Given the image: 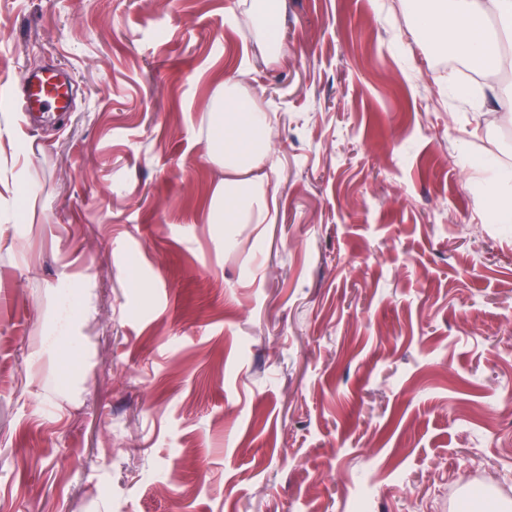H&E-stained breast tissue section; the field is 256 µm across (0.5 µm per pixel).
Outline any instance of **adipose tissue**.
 I'll list each match as a JSON object with an SVG mask.
<instances>
[{
    "mask_svg": "<svg viewBox=\"0 0 512 512\" xmlns=\"http://www.w3.org/2000/svg\"><path fill=\"white\" fill-rule=\"evenodd\" d=\"M418 30L446 52L495 68L504 43L512 42V0H406ZM262 27L258 43L266 57L282 54L277 38L286 0H256ZM242 80L225 83L223 101L210 113L208 156L224 169L208 212L212 224H249L263 219L268 208L266 184L254 173L266 159L267 114L256 104L238 98Z\"/></svg>",
    "mask_w": 512,
    "mask_h": 512,
    "instance_id": "1",
    "label": "adipose tissue"
}]
</instances>
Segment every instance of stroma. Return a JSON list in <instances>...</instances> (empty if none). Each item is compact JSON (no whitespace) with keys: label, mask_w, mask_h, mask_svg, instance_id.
Here are the masks:
<instances>
[{"label":"stroma","mask_w":512,"mask_h":512,"mask_svg":"<svg viewBox=\"0 0 512 512\" xmlns=\"http://www.w3.org/2000/svg\"><path fill=\"white\" fill-rule=\"evenodd\" d=\"M0 0V512L512 507V67L403 0ZM73 106L27 118L23 73ZM247 70L269 215L208 223L207 106ZM78 288V348L43 345ZM253 11L258 12L262 25L258 34L260 49L266 58L282 55V43L277 38V28L286 10V0H256Z\"/></svg>","instance_id":"35a3bbf8"}]
</instances>
